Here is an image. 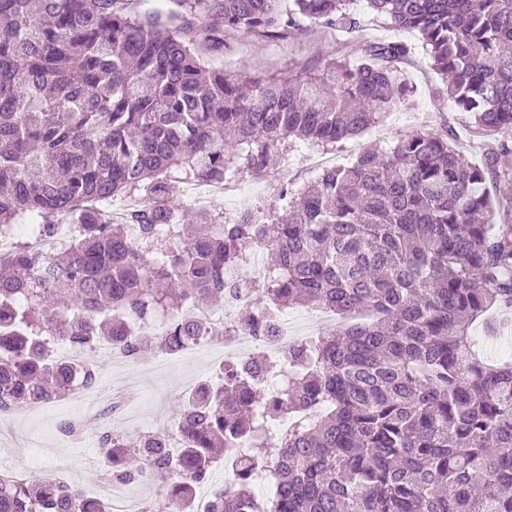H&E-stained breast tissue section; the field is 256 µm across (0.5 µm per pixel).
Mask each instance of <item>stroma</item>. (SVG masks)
Listing matches in <instances>:
<instances>
[{"label": "stroma", "mask_w": 512, "mask_h": 512, "mask_svg": "<svg viewBox=\"0 0 512 512\" xmlns=\"http://www.w3.org/2000/svg\"><path fill=\"white\" fill-rule=\"evenodd\" d=\"M355 12L362 28L374 37L412 45L414 53L406 76L417 88L408 104L393 111L388 121L365 132L360 144L386 147L397 135L416 129L439 133L450 128L460 130L462 117L442 93L439 81L425 78L428 56L418 33L376 19L366 0H357ZM349 39V34L320 26L308 27L277 41L234 33L227 38L230 52L213 58L212 64L228 72L262 78L288 71L313 74L320 72L326 60L334 57ZM313 154V149L303 143L291 144L287 168L265 175H245L239 184L226 188L223 195L207 197L206 202L230 216L247 209L271 207L277 204L281 188L296 192L314 181L317 171L310 161ZM155 357V352H147L119 373L126 405L148 417L146 428L151 431L168 426L184 385L194 378H206L214 371L218 359L217 354L203 352L183 358L173 368L158 374L147 369ZM78 415L75 409L41 417L18 415L5 433L8 446L0 450V455L15 465L18 476L33 484L46 479L48 472L70 464L65 482L79 484L86 495H93L103 467L98 443L101 425L88 424L78 439L68 440L61 428Z\"/></svg>", "instance_id": "35a3bbf8"}]
</instances>
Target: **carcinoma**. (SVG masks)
I'll use <instances>...</instances> for the list:
<instances>
[{
	"mask_svg": "<svg viewBox=\"0 0 512 512\" xmlns=\"http://www.w3.org/2000/svg\"><path fill=\"white\" fill-rule=\"evenodd\" d=\"M143 15L127 0H0V239L26 224L78 236L49 252H0V413L16 414L94 364L67 365L46 336L92 349L116 340L131 359L149 345L176 354L200 337L243 329L268 341L285 306L362 313L288 345V385L262 388L265 355L220 364L203 395L185 394L167 430L102 432L106 478L166 488L146 512H192L221 462L231 484L212 512H512V361L490 363L471 327L512 310V197L490 187L512 156V0H367L376 16L420 34L428 69L486 139L467 161L455 132L411 131L323 170L267 218L173 204L175 185L222 184L286 165L288 139L329 151L361 136L412 93L401 41L359 38L318 75L228 73L204 56L224 32L262 39L319 25L353 32L354 0H170ZM211 20L206 31L189 18ZM139 204L115 226L99 208ZM272 253L268 275L230 283L249 246ZM252 300L228 327L173 320L161 337L133 319L188 302ZM294 426L274 438V419ZM251 443L243 450L242 441ZM275 469L270 496L251 489ZM0 512H110L80 488L0 481Z\"/></svg>",
	"mask_w": 512,
	"mask_h": 512,
	"instance_id": "carcinoma-1",
	"label": "carcinoma"
}]
</instances>
